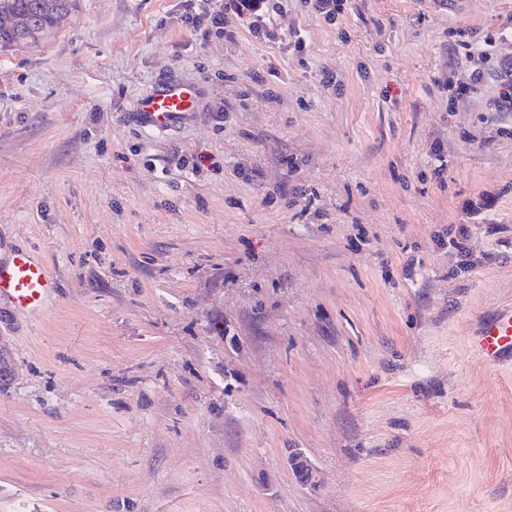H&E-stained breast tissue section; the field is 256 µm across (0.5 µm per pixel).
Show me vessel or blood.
<instances>
[{"label":"vessel or blood","mask_w":512,"mask_h":512,"mask_svg":"<svg viewBox=\"0 0 512 512\" xmlns=\"http://www.w3.org/2000/svg\"><path fill=\"white\" fill-rule=\"evenodd\" d=\"M199 98L198 83L172 76L156 83L139 98L134 113L141 126L169 131L197 110ZM54 286L47 266L27 250L18 249L8 258H0V301L36 309L43 305ZM472 347L490 365L512 359V303L499 305L480 321Z\"/></svg>","instance_id":"1"}]
</instances>
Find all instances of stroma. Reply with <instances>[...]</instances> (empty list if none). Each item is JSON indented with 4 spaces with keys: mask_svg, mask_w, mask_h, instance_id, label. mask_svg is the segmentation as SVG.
<instances>
[{
    "mask_svg": "<svg viewBox=\"0 0 512 512\" xmlns=\"http://www.w3.org/2000/svg\"><path fill=\"white\" fill-rule=\"evenodd\" d=\"M181 13L0 48V255L56 282L0 301V512H512V362L469 346L512 302V0ZM460 28L495 60L455 98ZM172 73L202 107L157 136ZM182 21L190 32L200 33L204 38L224 36V1L210 0L211 6L199 10L196 0H183ZM199 98L198 83L171 76L139 98L134 113L141 126L169 131L183 124L197 110Z\"/></svg>",
    "mask_w": 512,
    "mask_h": 512,
    "instance_id": "1",
    "label": "stroma"
}]
</instances>
